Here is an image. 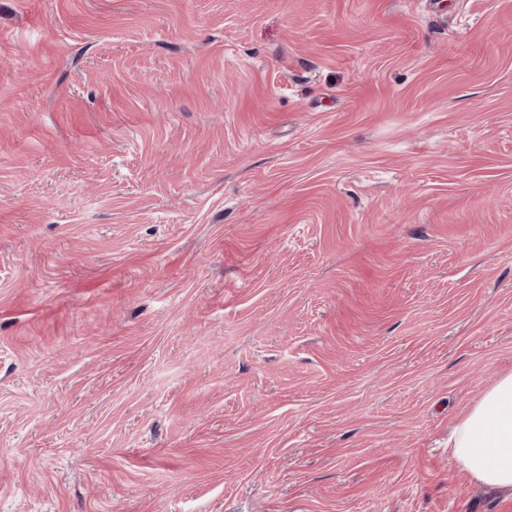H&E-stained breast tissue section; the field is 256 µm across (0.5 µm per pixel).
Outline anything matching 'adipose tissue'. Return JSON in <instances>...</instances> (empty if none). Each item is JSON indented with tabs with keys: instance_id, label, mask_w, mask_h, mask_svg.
Here are the masks:
<instances>
[{
	"instance_id": "1",
	"label": "adipose tissue",
	"mask_w": 512,
	"mask_h": 512,
	"mask_svg": "<svg viewBox=\"0 0 512 512\" xmlns=\"http://www.w3.org/2000/svg\"><path fill=\"white\" fill-rule=\"evenodd\" d=\"M448 454L476 483L512 490V372L464 414Z\"/></svg>"
}]
</instances>
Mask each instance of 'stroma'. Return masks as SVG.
Wrapping results in <instances>:
<instances>
[{
	"label": "stroma",
	"instance_id": "1",
	"mask_svg": "<svg viewBox=\"0 0 512 512\" xmlns=\"http://www.w3.org/2000/svg\"><path fill=\"white\" fill-rule=\"evenodd\" d=\"M512 0H0V512H512ZM448 455L476 483L512 490V372L464 414Z\"/></svg>",
	"mask_w": 512,
	"mask_h": 512
}]
</instances>
